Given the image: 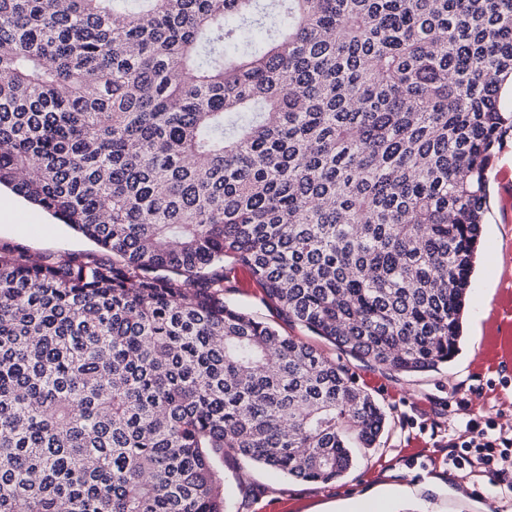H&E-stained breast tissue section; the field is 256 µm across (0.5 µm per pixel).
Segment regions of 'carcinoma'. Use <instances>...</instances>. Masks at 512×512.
<instances>
[{
    "label": "carcinoma",
    "instance_id": "1",
    "mask_svg": "<svg viewBox=\"0 0 512 512\" xmlns=\"http://www.w3.org/2000/svg\"><path fill=\"white\" fill-rule=\"evenodd\" d=\"M0 187L110 254L0 247V512H235L387 414L318 347L459 351L512 129V0H0Z\"/></svg>",
    "mask_w": 512,
    "mask_h": 512
}]
</instances>
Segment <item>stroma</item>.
Instances as JSON below:
<instances>
[{
  "label": "stroma",
  "instance_id": "stroma-1",
  "mask_svg": "<svg viewBox=\"0 0 512 512\" xmlns=\"http://www.w3.org/2000/svg\"><path fill=\"white\" fill-rule=\"evenodd\" d=\"M487 181L485 224L458 354L436 371L399 373L322 343L324 353L345 365L356 386L385 408V432L375 448L358 453L343 478L329 484L217 461L239 512H512V498L493 496L490 477L448 464L450 425L482 416L512 426L511 130L494 148ZM12 204L19 212L0 222V245L21 246L40 259L94 251L68 225L1 187L0 206ZM225 296L282 334L312 341L309 331L264 303L261 288H230Z\"/></svg>",
  "mask_w": 512,
  "mask_h": 512
}]
</instances>
